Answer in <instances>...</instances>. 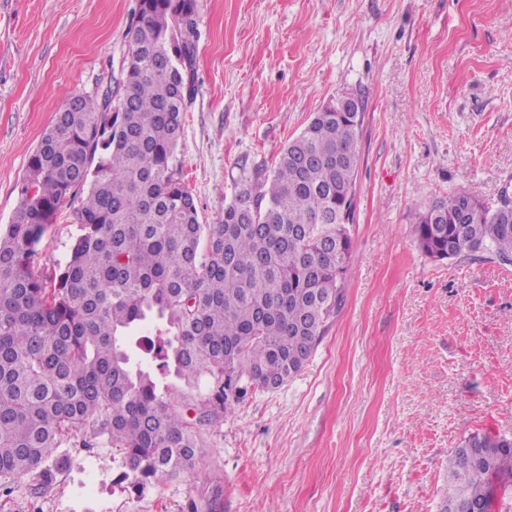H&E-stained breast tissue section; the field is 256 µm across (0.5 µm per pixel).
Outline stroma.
<instances>
[{
  "instance_id": "stroma-1",
  "label": "stroma",
  "mask_w": 512,
  "mask_h": 512,
  "mask_svg": "<svg viewBox=\"0 0 512 512\" xmlns=\"http://www.w3.org/2000/svg\"><path fill=\"white\" fill-rule=\"evenodd\" d=\"M137 0H0V226L65 101L119 79ZM195 93L176 160L198 219L216 223L241 173L340 91L365 110L342 308L303 370L203 430L191 473L124 480L120 451L59 448L41 495L0 488V512H440L448 457L473 433L512 439V265L426 257L416 210L460 190L512 193V0H199ZM68 207L35 266L67 261Z\"/></svg>"
}]
</instances>
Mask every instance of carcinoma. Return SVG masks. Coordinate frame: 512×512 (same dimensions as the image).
<instances>
[{
  "instance_id": "1",
  "label": "carcinoma",
  "mask_w": 512,
  "mask_h": 512,
  "mask_svg": "<svg viewBox=\"0 0 512 512\" xmlns=\"http://www.w3.org/2000/svg\"><path fill=\"white\" fill-rule=\"evenodd\" d=\"M197 11V0H138L117 89L68 99L28 160L0 229V481L32 475L44 492L64 466L57 449L81 432L119 449L139 489L194 470L201 430L298 375L341 307L364 101L315 112L271 176L242 175L218 222L199 223L174 163ZM65 203L79 235L47 274L33 256ZM411 234L434 260L512 263V215L465 192L416 211ZM157 369L207 379L193 419ZM511 453L512 440L468 436L448 458V493L491 512Z\"/></svg>"
}]
</instances>
